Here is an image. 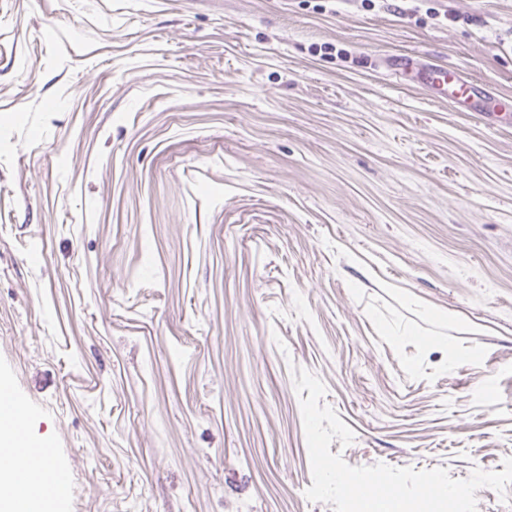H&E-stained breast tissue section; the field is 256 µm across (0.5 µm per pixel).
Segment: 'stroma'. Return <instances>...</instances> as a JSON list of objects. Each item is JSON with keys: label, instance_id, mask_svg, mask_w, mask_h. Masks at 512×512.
Wrapping results in <instances>:
<instances>
[{"label": "stroma", "instance_id": "obj_1", "mask_svg": "<svg viewBox=\"0 0 512 512\" xmlns=\"http://www.w3.org/2000/svg\"><path fill=\"white\" fill-rule=\"evenodd\" d=\"M512 0H0V382L58 512H333L353 466L512 457ZM423 80L431 85L448 86V94L446 102L450 107L461 98L474 107V112L480 113L483 117L490 120L493 116L497 118L496 112H482V109L477 108L481 97L483 96L484 89L473 79L461 72H446L438 70H422L420 72ZM21 436L22 438L16 437L13 456L22 454L28 469L42 477L41 493L43 498L52 501L63 499L67 495V481L65 474L54 464L53 445L45 440L33 439L22 434Z\"/></svg>", "mask_w": 512, "mask_h": 512}]
</instances>
